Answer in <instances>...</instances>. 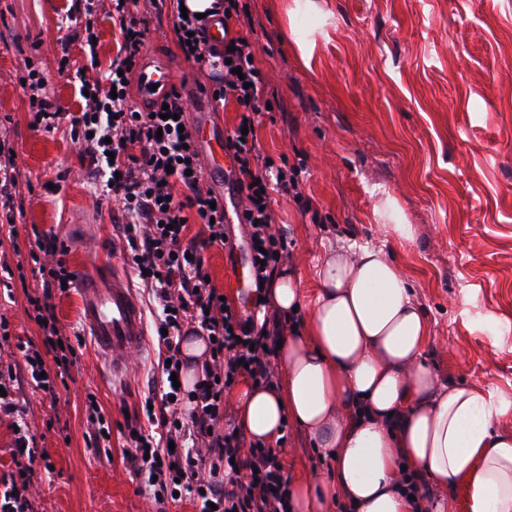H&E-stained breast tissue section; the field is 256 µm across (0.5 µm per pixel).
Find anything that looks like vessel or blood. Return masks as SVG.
Instances as JSON below:
<instances>
[{"label": "vessel or blood", "mask_w": 512, "mask_h": 512, "mask_svg": "<svg viewBox=\"0 0 512 512\" xmlns=\"http://www.w3.org/2000/svg\"><path fill=\"white\" fill-rule=\"evenodd\" d=\"M169 83L164 65L145 64L138 79L141 100H155ZM77 283L85 329L113 376H122L126 370L124 353L141 349L145 339L143 310L134 290L119 270L100 266L79 272Z\"/></svg>", "instance_id": "vessel-or-blood-1"}]
</instances>
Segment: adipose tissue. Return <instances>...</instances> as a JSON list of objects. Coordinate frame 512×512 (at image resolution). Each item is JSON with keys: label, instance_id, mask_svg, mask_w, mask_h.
Returning a JSON list of instances; mask_svg holds the SVG:
<instances>
[{"label": "adipose tissue", "instance_id": "obj_1", "mask_svg": "<svg viewBox=\"0 0 512 512\" xmlns=\"http://www.w3.org/2000/svg\"><path fill=\"white\" fill-rule=\"evenodd\" d=\"M306 295L281 266L263 300L286 328L279 387L239 381L231 400L251 441L274 445L299 428L330 461L320 478L288 486L292 512H414L402 471L420 472L429 512H512V431L497 428L512 400L440 377L426 355L428 316L381 246L326 249Z\"/></svg>", "mask_w": 512, "mask_h": 512}]
</instances>
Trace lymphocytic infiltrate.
<instances>
[{"instance_id": "f902f5d3", "label": "lymphocytic infiltrate", "mask_w": 512, "mask_h": 512, "mask_svg": "<svg viewBox=\"0 0 512 512\" xmlns=\"http://www.w3.org/2000/svg\"><path fill=\"white\" fill-rule=\"evenodd\" d=\"M141 0H114L112 19L122 42L116 60L84 112L65 117L45 92L40 73L30 75L29 90L38 106L36 123L57 128L69 120L73 133L84 134L86 155L94 170L116 173L109 191L118 204L113 221L128 245L126 260L152 299L154 338L162 361L161 394L145 420L125 426L126 461L145 490L160 505L191 502L196 512H290L288 484L277 449L247 440L234 422L224 420V393L249 378L272 383V361L281 325L271 317L244 314L223 301L203 269L200 246L229 248L223 197L202 188V168L196 139L186 129L188 101L170 87L146 107L130 105L128 78L138 71L145 44L135 11ZM174 27L186 60L216 64L224 76L216 102L235 104L240 124L225 131L224 144L237 164L236 190L243 201L239 223L248 228L255 284L270 280L287 259L286 237L275 230L270 207L275 193L293 195L302 208L310 202L299 186L301 166L281 167L262 157L254 128L272 99L268 81L253 59L248 37L229 39V53H218L209 41L207 25L176 17ZM195 45H188V38ZM199 224V238L189 235ZM42 292L28 299V310L42 332L41 346L24 345V364L15 371L0 368V417L17 419L14 468L0 476V512H35L29 497V463L38 455L22 411L15 384L26 381L37 390L56 395L59 382L70 376L72 359L63 354L62 328L51 298L69 282L64 259L41 270ZM208 340L205 374L192 390L174 387L172 373L181 372V345L186 335Z\"/></svg>"}]
</instances>
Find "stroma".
I'll return each mask as SVG.
<instances>
[{"instance_id": "obj_1", "label": "stroma", "mask_w": 512, "mask_h": 512, "mask_svg": "<svg viewBox=\"0 0 512 512\" xmlns=\"http://www.w3.org/2000/svg\"><path fill=\"white\" fill-rule=\"evenodd\" d=\"M92 18L75 0H0V138L13 151L14 232L0 234V255L20 277L0 283V318L16 340L40 343L28 293L41 278L27 255L36 235L63 244L70 270L122 260L111 197L88 176L89 161L67 125L33 126L23 80L38 70L62 112L83 111L84 82L108 72L121 36L111 0H93ZM231 35L250 36L278 110L260 116L259 149L273 161L303 164L302 212L273 195L278 228L300 261L301 286L313 291L324 249L375 244L392 251L431 323L430 362L442 378L491 387L512 397V0H244ZM175 7L140 8L145 60L168 66L170 78L208 116L211 137L237 123L234 105L215 106L214 70L187 62L173 30ZM97 37L95 52L80 39ZM234 174L203 185L223 194L234 251L205 248L204 270L227 301L252 312L247 229L237 221ZM396 205L386 218L375 206ZM407 224L409 239L384 233ZM77 289L53 299L74 340L77 364L56 396L23 385L16 399L44 457L30 465L37 512H158L153 497L123 461L127 413L140 411L160 372L153 345L127 357L115 382L100 364L78 317ZM95 394L112 430V458L92 450L87 394ZM280 447L285 479L328 462L288 426Z\"/></svg>"}]
</instances>
